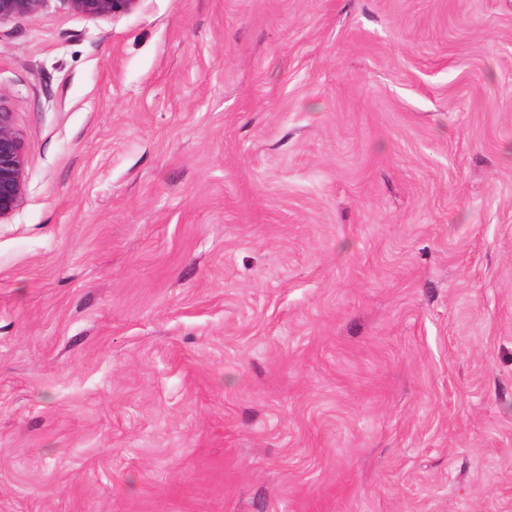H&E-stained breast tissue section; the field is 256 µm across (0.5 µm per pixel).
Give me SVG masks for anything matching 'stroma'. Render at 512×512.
Segmentation results:
<instances>
[{
    "label": "stroma",
    "instance_id": "obj_1",
    "mask_svg": "<svg viewBox=\"0 0 512 512\" xmlns=\"http://www.w3.org/2000/svg\"><path fill=\"white\" fill-rule=\"evenodd\" d=\"M0 98V512H512V0H47ZM68 8L92 19L118 18L135 13L143 0H65ZM27 150L13 112L0 98V221L22 204L26 190Z\"/></svg>",
    "mask_w": 512,
    "mask_h": 512
}]
</instances>
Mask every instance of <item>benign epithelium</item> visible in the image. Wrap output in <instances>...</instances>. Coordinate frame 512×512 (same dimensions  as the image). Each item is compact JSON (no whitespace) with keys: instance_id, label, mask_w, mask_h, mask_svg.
I'll use <instances>...</instances> for the list:
<instances>
[{"instance_id":"benign-epithelium-1","label":"benign epithelium","mask_w":512,"mask_h":512,"mask_svg":"<svg viewBox=\"0 0 512 512\" xmlns=\"http://www.w3.org/2000/svg\"><path fill=\"white\" fill-rule=\"evenodd\" d=\"M46 0H0V22L38 12ZM68 8L92 19L135 13L143 0H65ZM27 150L14 113L0 100V221L9 218L25 197Z\"/></svg>"}]
</instances>
